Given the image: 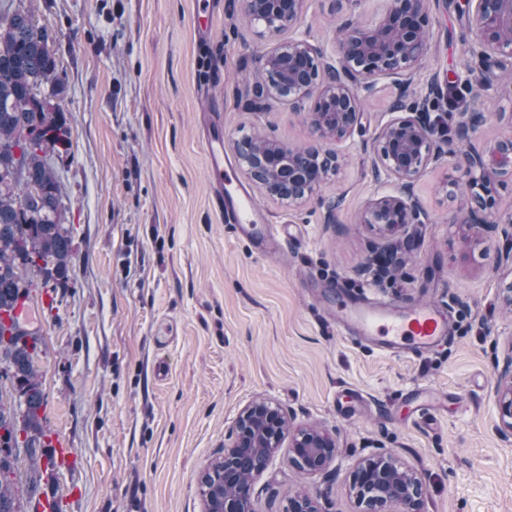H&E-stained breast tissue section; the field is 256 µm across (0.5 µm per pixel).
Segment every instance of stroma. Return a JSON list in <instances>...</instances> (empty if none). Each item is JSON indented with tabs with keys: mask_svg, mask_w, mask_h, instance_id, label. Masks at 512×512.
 <instances>
[{
	"mask_svg": "<svg viewBox=\"0 0 512 512\" xmlns=\"http://www.w3.org/2000/svg\"><path fill=\"white\" fill-rule=\"evenodd\" d=\"M214 3L200 14L195 0H21L52 35L64 78L72 147L55 165L74 256L64 294L49 307L33 298L27 313L43 339L47 434L72 455L40 480L25 512L46 498L60 512H202L201 468L261 395L296 423L329 429L337 458L307 475L280 448L253 485L254 512H281L296 489L326 512H354L353 466L377 454L420 471L425 512H512V440L497 431V377L512 345L501 228L465 242L453 221L462 196L443 186L454 174L446 157L414 183L428 223L408 225L386 277L368 272L375 238L361 213L394 190L372 175L399 95L396 79L381 76L337 146L342 168L314 198L291 207L252 187L266 222L290 227L281 254L239 237L213 204L206 123L218 121L228 148L254 134L308 143L307 113L276 101L247 109L251 77L259 56L292 35L332 61L338 24L332 0H307L293 34L263 37L238 0ZM458 3L430 0L416 81L436 75L466 97L471 32ZM510 132L507 67L464 148ZM330 282L364 302L445 308L447 345L396 356L351 342L324 303ZM411 390L436 410L406 402Z\"/></svg>",
	"mask_w": 512,
	"mask_h": 512,
	"instance_id": "obj_1",
	"label": "stroma"
}]
</instances>
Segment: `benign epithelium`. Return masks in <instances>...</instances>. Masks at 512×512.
<instances>
[{
  "instance_id": "1",
  "label": "benign epithelium",
  "mask_w": 512,
  "mask_h": 512,
  "mask_svg": "<svg viewBox=\"0 0 512 512\" xmlns=\"http://www.w3.org/2000/svg\"><path fill=\"white\" fill-rule=\"evenodd\" d=\"M240 4L250 24L262 23V36L295 27L305 8V0H240ZM466 7L473 35L470 54L486 64H503L496 55L512 47V0H466ZM429 23V0H391L385 16L371 26L349 18L340 22L336 58L329 65H321L317 48L307 38L271 48L254 73L251 105L259 108L267 100H277L296 112H308L312 133L322 147L292 146L271 138L254 144L236 140L234 149L244 174L266 195L290 206L310 200L321 183L337 173L340 154L328 145L341 142L358 125L359 98L374 91L377 77L394 75L404 86L413 82L418 62L428 50ZM492 88L493 77L487 70L476 78L472 94L455 103L454 137L471 138ZM441 93V85L434 81L421 97H399L389 108L392 117L377 135L374 170H384L400 186L396 194L370 200L362 215V223L385 242L374 258L378 276L387 270L379 257L393 260L388 244L408 225L428 221L412 188L419 174L444 154L434 138L437 120L427 109V102ZM455 169L470 187L455 217L470 241H477L492 224L512 228V213L505 217L488 213L502 177L512 175V135L456 155ZM497 405L499 432L511 438L512 354L497 380ZM285 438L291 462L309 474L324 472L336 457V440L327 429L296 426L291 410L259 397L239 412L224 453L210 459L200 472L203 512H253L252 484L234 494L220 495L218 490L234 483L245 467L259 476ZM350 493L356 512H422L426 488L416 468L396 456L377 455L356 464ZM283 512L325 510L318 497L297 491L288 495Z\"/></svg>"
}]
</instances>
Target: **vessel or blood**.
Listing matches in <instances>:
<instances>
[{
	"mask_svg": "<svg viewBox=\"0 0 512 512\" xmlns=\"http://www.w3.org/2000/svg\"><path fill=\"white\" fill-rule=\"evenodd\" d=\"M207 174L220 215L244 238L265 246L282 247L288 238L284 224H268L255 207L248 189L236 177L233 160L224 149L221 132L203 138ZM331 314L343 331H355L356 339L380 351L422 355L442 347L448 338V317L439 308L415 305L397 311L350 299L342 287L324 290Z\"/></svg>",
	"mask_w": 512,
	"mask_h": 512,
	"instance_id": "1",
	"label": "vessel or blood"
}]
</instances>
